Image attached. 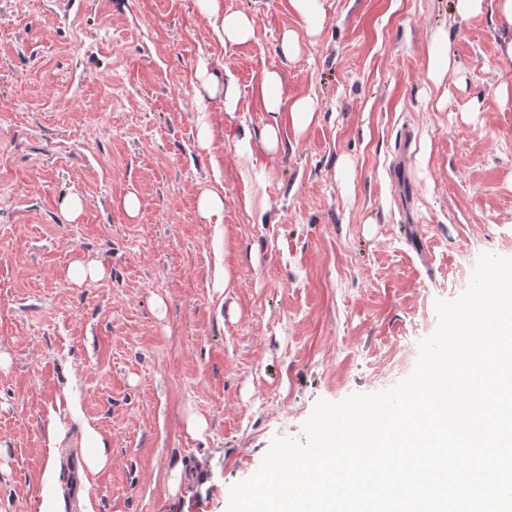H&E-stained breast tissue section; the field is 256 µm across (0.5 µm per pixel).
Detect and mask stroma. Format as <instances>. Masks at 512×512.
<instances>
[{
	"label": "stroma",
	"mask_w": 512,
	"mask_h": 512,
	"mask_svg": "<svg viewBox=\"0 0 512 512\" xmlns=\"http://www.w3.org/2000/svg\"><path fill=\"white\" fill-rule=\"evenodd\" d=\"M223 2L253 39L222 43L197 0H0V512H38L49 467L62 512L61 451L89 429L112 461L78 463L80 512H227L273 438L318 399L409 376L436 301L481 254L512 258L497 0L466 17L455 0H321L313 35L288 0ZM202 66L233 77L234 113L197 97ZM272 70L317 117L254 147L261 222L235 142L269 122ZM206 188L222 216L199 213ZM76 262L103 277L74 283ZM443 37L436 35L429 47V72L435 80H440L450 68V59L443 50Z\"/></svg>",
	"instance_id": "35a3bbf8"
}]
</instances>
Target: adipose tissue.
Listing matches in <instances>:
<instances>
[{
    "instance_id": "1",
    "label": "adipose tissue",
    "mask_w": 512,
    "mask_h": 512,
    "mask_svg": "<svg viewBox=\"0 0 512 512\" xmlns=\"http://www.w3.org/2000/svg\"><path fill=\"white\" fill-rule=\"evenodd\" d=\"M201 13L215 18L219 22L218 35L226 42L243 43L255 35V21L243 12H225L222 0H197ZM260 90L266 102L268 112L272 115L271 122L261 130L242 128L236 143V150L241 158H249L254 142L271 151L278 150L281 145V118H288L295 131H303L316 116L314 103L306 98L286 102L283 85L277 72H266L260 83Z\"/></svg>"
}]
</instances>
